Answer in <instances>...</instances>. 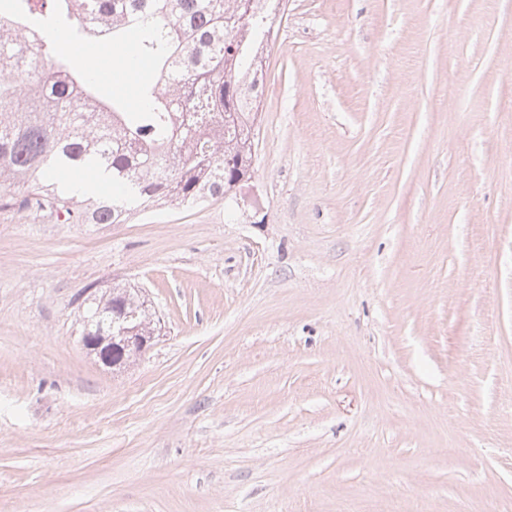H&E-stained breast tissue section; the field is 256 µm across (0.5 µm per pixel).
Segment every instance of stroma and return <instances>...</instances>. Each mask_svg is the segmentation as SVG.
Segmentation results:
<instances>
[{"instance_id": "1", "label": "stroma", "mask_w": 512, "mask_h": 512, "mask_svg": "<svg viewBox=\"0 0 512 512\" xmlns=\"http://www.w3.org/2000/svg\"><path fill=\"white\" fill-rule=\"evenodd\" d=\"M510 354L512 0H282L236 196L0 210V512H512ZM112 294V295H111ZM105 302L101 300L98 303H87L84 320L86 323L102 319L106 316L107 304L112 300V304L124 303L130 312L127 313L123 307H115L112 304L108 306L110 317V326L107 332L103 330H91L86 325L85 332L81 336V344L90 356H94L96 361L109 369H120L125 363L136 355H140L150 348L155 340V330L153 328H142L139 324H151V313H147L144 308V301H140L142 296L139 289L131 287H113L112 292L108 294ZM112 296V298H110ZM135 323L132 318H135ZM83 320V323H84Z\"/></svg>"}]
</instances>
